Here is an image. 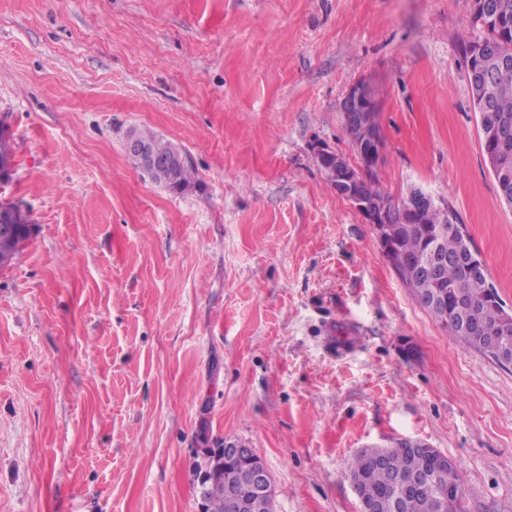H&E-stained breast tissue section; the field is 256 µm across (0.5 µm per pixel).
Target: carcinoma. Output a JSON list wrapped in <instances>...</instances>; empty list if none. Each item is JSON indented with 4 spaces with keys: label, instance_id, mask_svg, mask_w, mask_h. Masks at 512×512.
I'll return each instance as SVG.
<instances>
[{
    "label": "carcinoma",
    "instance_id": "carcinoma-1",
    "mask_svg": "<svg viewBox=\"0 0 512 512\" xmlns=\"http://www.w3.org/2000/svg\"><path fill=\"white\" fill-rule=\"evenodd\" d=\"M505 9L499 26L489 25L482 15L471 12L473 22L484 31L483 38L468 44L465 55H475L478 50L506 54L512 58V39L499 41L504 31L512 29V0H500ZM475 110L479 114L480 131L499 128L512 132V64L507 67L490 65L486 83L471 86ZM488 100L489 108L482 107ZM138 138L146 142L159 157L168 156L175 145L164 142L148 129L136 130ZM152 181L173 193H180L196 183L195 168L187 163L175 169L158 168ZM395 224L392 225L390 243L396 254L417 263L430 259L429 246L432 239L439 242V250L448 255V266L441 271L445 286L462 296L460 311L449 307L448 313L430 311L455 341L467 348H476L473 337L463 335L462 321L474 327L495 328L499 324L501 305L492 303L485 289L461 279V268L476 253L475 248L462 246V241L448 231V223L442 221L438 211L427 204H420L415 192L392 202ZM411 289L415 299L431 294L436 282L424 274L410 273L401 276ZM432 460L427 454L408 459L400 443L393 442L384 448H366L357 452L349 461V472L362 482V495L376 502V512H441L440 489L442 480L430 485L419 494L396 503L383 488L394 480L402 485L413 482L415 476L430 469Z\"/></svg>",
    "mask_w": 512,
    "mask_h": 512
}]
</instances>
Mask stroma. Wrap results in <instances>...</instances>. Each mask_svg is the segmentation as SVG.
Segmentation results:
<instances>
[{"instance_id":"obj_1","label":"stroma","mask_w":512,"mask_h":512,"mask_svg":"<svg viewBox=\"0 0 512 512\" xmlns=\"http://www.w3.org/2000/svg\"><path fill=\"white\" fill-rule=\"evenodd\" d=\"M465 0H0V512H197L201 433L252 448L275 512H360L359 450L419 439L465 512H512V365L453 341L339 196L368 81L377 174L448 202L512 309V206L481 149ZM186 152L166 191L124 151ZM135 133L138 138L146 142L152 149L153 153L158 157L168 156L176 146L171 142H164L154 135L153 132L147 129H136ZM124 146L126 150L132 154H137L143 162L145 171L156 168L160 165L170 166L174 163L175 159L181 161L183 158L163 159L158 158L150 152V149L140 142L132 132L126 136ZM127 153V152H126ZM127 153L128 158L132 161L134 166L140 170V162L136 155ZM195 168L191 160L175 169L158 168L153 172L152 181L163 185L173 193H180L196 183ZM22 222L23 216L16 207H13L9 210H5L4 208L0 209V245L1 242L8 243L15 237L16 229L14 224H17V238L13 244L10 257L6 262H4L5 256L3 259L1 258V266L9 264L13 259H15L21 250V248H19L20 245L24 241H27L31 236V224L24 225Z\"/></svg>"}]
</instances>
